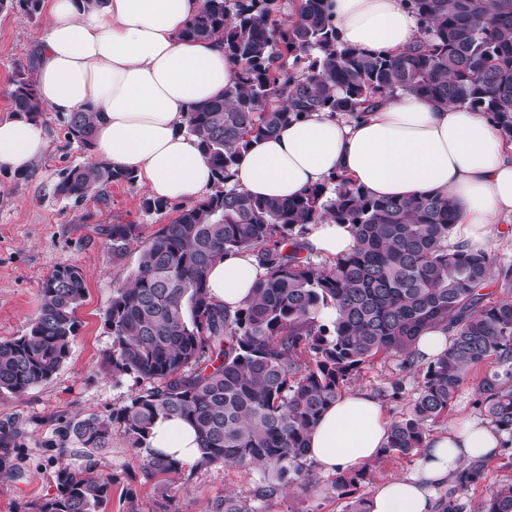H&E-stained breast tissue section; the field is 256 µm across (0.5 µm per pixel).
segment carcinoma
Masks as SVG:
<instances>
[{"label": "carcinoma", "mask_w": 512, "mask_h": 512, "mask_svg": "<svg viewBox=\"0 0 512 512\" xmlns=\"http://www.w3.org/2000/svg\"><path fill=\"white\" fill-rule=\"evenodd\" d=\"M403 2L422 37L396 53L339 43L330 0H299V19L288 23L278 18L277 0H204L188 22L184 36H221L224 54L238 67L222 95L186 117L214 184L152 235L130 283L112 297L108 362L112 371L134 376L138 388L108 414L75 418L60 429L59 444L80 448L86 475L61 468L59 493L36 512H97L111 480L94 474V457L116 429L146 451L147 475L180 471V463L150 446L159 419L195 428L198 466L260 467L258 497L271 499L303 476L308 433L378 355L422 371L383 453L413 456L425 447L468 372L490 357L497 370L480 379L476 403L506 435L503 448L512 446V299L484 292L495 280L511 294L512 264L448 251L458 217L454 200L378 199L344 175L288 201L226 185L241 150L302 114L358 117L397 91L482 112L512 140V0ZM41 5L0 0V10L29 15ZM10 109L28 118L47 111L24 67L11 79ZM95 124V112H74L65 139L89 150ZM136 180L133 171L99 161L64 170L56 191L80 203ZM325 217L352 225L356 245L320 267L302 256L298 237ZM102 234L120 253L139 237V225L109 224ZM239 248L254 249L266 273L251 300L231 314L209 299L207 274L216 259ZM85 290L77 265H58L44 279L29 331L0 341V397L21 396L56 374L79 332ZM432 325L450 331L449 346L424 365L414 345ZM366 476L364 467L336 476L333 485L341 491ZM483 479L482 468H464L442 512H463L460 493ZM477 512H512V480L493 489Z\"/></svg>", "instance_id": "cac0c4a2"}]
</instances>
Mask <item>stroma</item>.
<instances>
[{"label": "stroma", "mask_w": 512, "mask_h": 512, "mask_svg": "<svg viewBox=\"0 0 512 512\" xmlns=\"http://www.w3.org/2000/svg\"><path fill=\"white\" fill-rule=\"evenodd\" d=\"M49 24L46 12L28 15L0 11V119L10 117V81L25 65ZM49 133L44 156L24 173L0 168V340L24 335L38 314L43 280L61 264L79 265L86 274V296L77 311L81 328L70 354L48 381L20 397L0 399V425L14 431L10 447H0V512H35L36 504L54 497L61 465L81 470L84 460L74 446L55 444L56 430L76 414H106L136 391L133 376L113 373L105 361L112 331L105 313L117 290L127 286L140 252L153 233L176 215L174 208L148 211L140 184H115L106 200L77 203L57 195L63 169L88 165L91 153L68 143L64 122L52 112L42 116ZM135 224L139 237L122 254L100 234L101 226ZM401 392H393V382ZM420 375L403 370L398 358L376 356L353 377L350 389L373 392L389 418L406 412ZM144 455L131 448L121 432L96 458L97 471L111 476L110 493L99 512H224L233 498L250 512H343L333 475L310 466L305 476L282 495L256 496L263 474L254 466H183L179 474L147 477ZM414 458L378 457L370 475L351 489L368 498L382 482L409 472ZM485 479L464 493V512H476L498 484L512 479V454H497L484 463Z\"/></svg>", "instance_id": "stroma-1"}]
</instances>
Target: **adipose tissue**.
Masks as SVG:
<instances>
[{
	"mask_svg": "<svg viewBox=\"0 0 512 512\" xmlns=\"http://www.w3.org/2000/svg\"><path fill=\"white\" fill-rule=\"evenodd\" d=\"M46 36L37 47L35 85L50 112L97 115L93 161L135 170L144 190L166 201L194 198L214 178L188 112L221 94L237 67L220 37L183 38L202 0H44ZM340 42L361 52H397L421 36L402 0H333ZM48 130L38 119L0 120V167L24 170L42 157ZM350 177L370 196L452 198L459 217L452 250L489 252L502 223L512 222V141L485 114L407 92L382 99L354 120L318 111L242 151L230 185L253 196L288 200ZM313 258L336 257L356 244L351 225L325 218L301 238ZM256 253L242 248L217 259L208 274L213 302L234 311L262 275ZM390 425L368 390L344 393L308 437V457L326 473L350 474L382 453ZM151 447L181 463L199 457L195 429L157 421ZM498 431L463 416L429 439L415 467L379 485L369 512H437V492L463 464L493 456Z\"/></svg>",
	"mask_w": 512,
	"mask_h": 512,
	"instance_id": "ef3b65f1",
	"label": "adipose tissue"
}]
</instances>
